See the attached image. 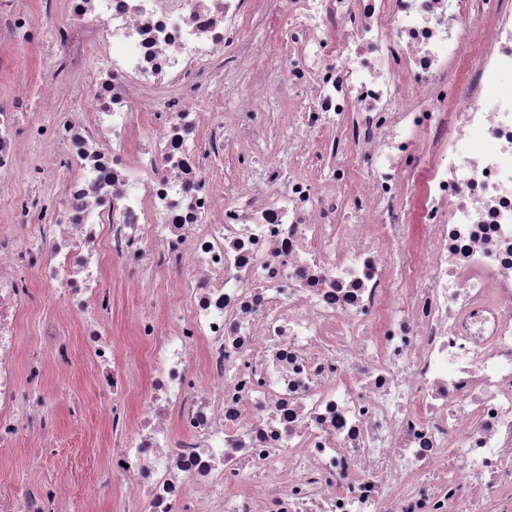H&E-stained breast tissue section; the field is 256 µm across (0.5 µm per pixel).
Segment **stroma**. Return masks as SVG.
<instances>
[{
    "mask_svg": "<svg viewBox=\"0 0 512 512\" xmlns=\"http://www.w3.org/2000/svg\"><path fill=\"white\" fill-rule=\"evenodd\" d=\"M89 363V353L78 344L69 363L53 364L47 370L45 386L58 392L60 399L56 408V445L43 448L42 466L21 465L22 454L17 448L0 447V457L17 460L15 481L58 480L71 512H83L86 497L90 494L96 497L98 512H123L119 492L103 483L106 458L102 452L104 429L98 410L99 396L82 377V371ZM75 404L82 409L81 419L76 424L71 421V407ZM61 457L69 462V469L64 473L56 466Z\"/></svg>",
    "mask_w": 512,
    "mask_h": 512,
    "instance_id": "1",
    "label": "stroma"
}]
</instances>
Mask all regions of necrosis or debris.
I'll return each instance as SVG.
<instances>
[{
    "label": "necrosis or debris",
    "instance_id": "necrosis-or-debris-1",
    "mask_svg": "<svg viewBox=\"0 0 512 512\" xmlns=\"http://www.w3.org/2000/svg\"><path fill=\"white\" fill-rule=\"evenodd\" d=\"M37 42L0 99V194L29 143L55 185L0 225L1 447H52L81 313L129 512H512V0H0V49ZM27 282L31 297V310L23 318V334L20 338V345L23 351L32 346V341L37 336V325L40 317L48 309L44 295V286L37 280L31 270L27 274ZM112 295V330L111 335L121 338L127 328L128 317L131 316L138 307L137 293L131 288H123L116 285L114 288L111 283ZM126 366L133 377V394L135 396L145 391L149 382V368L140 357H130L125 359Z\"/></svg>",
    "mask_w": 512,
    "mask_h": 512
}]
</instances>
